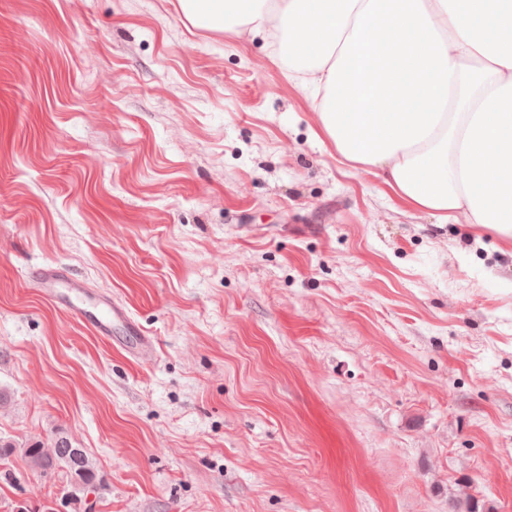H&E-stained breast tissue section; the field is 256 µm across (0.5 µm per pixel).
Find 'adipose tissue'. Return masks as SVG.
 <instances>
[{
  "label": "adipose tissue",
  "mask_w": 512,
  "mask_h": 512,
  "mask_svg": "<svg viewBox=\"0 0 512 512\" xmlns=\"http://www.w3.org/2000/svg\"><path fill=\"white\" fill-rule=\"evenodd\" d=\"M266 35L352 168L411 207L512 238V0H179Z\"/></svg>",
  "instance_id": "1"
}]
</instances>
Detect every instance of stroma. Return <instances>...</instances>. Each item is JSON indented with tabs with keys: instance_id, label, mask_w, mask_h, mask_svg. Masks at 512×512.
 <instances>
[{
	"instance_id": "1",
	"label": "stroma",
	"mask_w": 512,
	"mask_h": 512,
	"mask_svg": "<svg viewBox=\"0 0 512 512\" xmlns=\"http://www.w3.org/2000/svg\"><path fill=\"white\" fill-rule=\"evenodd\" d=\"M0 386L105 479L1 459L0 512H512V240L343 163L264 34L0 0ZM36 276L43 282L47 283L49 287H51L44 288V293L48 298L61 299L64 297H68V303L66 306L70 313L75 317L81 319L82 321L87 320L88 311L83 307L84 294L81 290H79L78 288H71L70 292L71 294H73V297L58 291L59 288H56V286L59 284V280L56 277L55 271L49 267L39 269L36 272ZM100 317L90 320V325L94 328L96 334L103 340H112V325H122L131 336H135V353L140 357L149 356L152 350V340L139 330L135 322L129 317L126 310L117 304H104Z\"/></svg>"
}]
</instances>
